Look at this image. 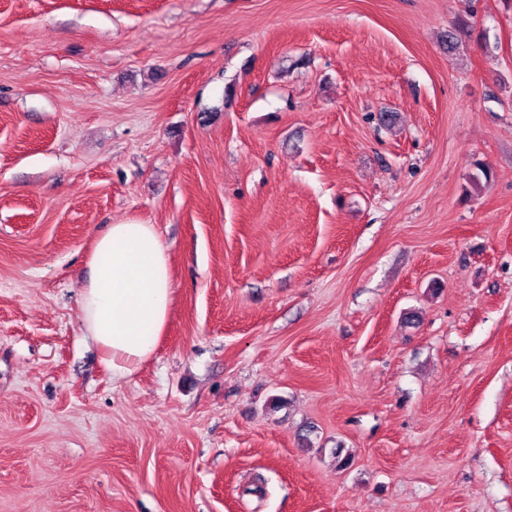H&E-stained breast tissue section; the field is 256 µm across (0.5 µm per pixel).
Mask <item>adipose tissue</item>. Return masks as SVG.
Returning a JSON list of instances; mask_svg holds the SVG:
<instances>
[{
	"instance_id": "obj_1",
	"label": "adipose tissue",
	"mask_w": 512,
	"mask_h": 512,
	"mask_svg": "<svg viewBox=\"0 0 512 512\" xmlns=\"http://www.w3.org/2000/svg\"><path fill=\"white\" fill-rule=\"evenodd\" d=\"M79 300L82 329L113 378L131 375L157 349L173 295L170 259L155 225L113 224L94 238Z\"/></svg>"
}]
</instances>
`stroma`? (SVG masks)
I'll return each mask as SVG.
<instances>
[{"mask_svg":"<svg viewBox=\"0 0 512 512\" xmlns=\"http://www.w3.org/2000/svg\"><path fill=\"white\" fill-rule=\"evenodd\" d=\"M0 512H512V0H0ZM79 300L82 329L112 376L131 375L157 349L173 295L170 259L153 224H112L94 237Z\"/></svg>","mask_w":512,"mask_h":512,"instance_id":"obj_1","label":"stroma"}]
</instances>
